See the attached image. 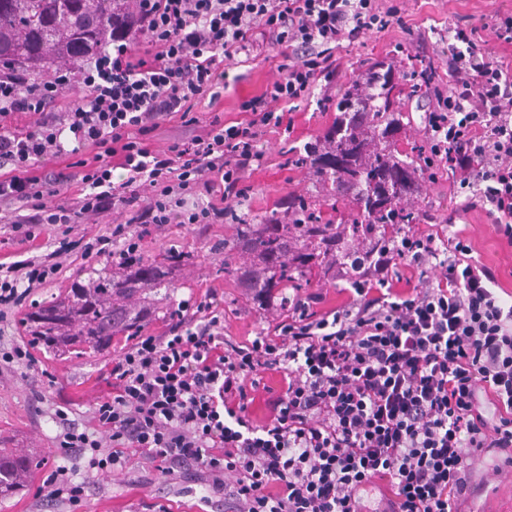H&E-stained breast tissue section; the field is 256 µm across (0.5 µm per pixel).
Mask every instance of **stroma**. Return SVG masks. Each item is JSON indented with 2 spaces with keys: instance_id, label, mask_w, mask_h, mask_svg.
Here are the masks:
<instances>
[{
  "instance_id": "35a3bbf8",
  "label": "stroma",
  "mask_w": 512,
  "mask_h": 512,
  "mask_svg": "<svg viewBox=\"0 0 512 512\" xmlns=\"http://www.w3.org/2000/svg\"><path fill=\"white\" fill-rule=\"evenodd\" d=\"M401 10L403 25L365 36L359 43L340 48L342 66L336 75L319 80L308 101L292 112L291 134H266L260 146L264 163L246 176L248 194L237 208L248 223L258 224L265 217L283 216L288 196L306 198L313 208L349 218L348 201L335 199L330 187L320 183L310 164H298L306 142L323 136L336 116V99L349 86L361 82L369 63H384L403 93L394 107L404 115L395 134L400 149L411 152L428 147L424 131V91H411L410 74L422 56L440 57L448 46V29L457 24H471L493 56L512 60V45L496 39L492 30L495 15L512 13V0H392ZM277 61L263 55L232 68L235 82L224 91V100L216 106L199 102L195 108L197 123L163 121L150 135L157 146L181 143L204 134L214 114L225 121L242 120L240 104L259 94L277 75ZM405 204L422 221L438 223L453 219L457 230L474 248V256L495 266L506 288L512 289V246L497 238L484 213L461 209L444 172L420 179ZM237 225L193 224L184 228L168 225L155 231L145 244V258L166 273L167 288L145 291L131 299L135 310L144 312L141 323L145 332L162 334L170 311L182 300L201 298L215 290L224 299L225 332L243 340L254 337L270 311L260 308L235 288L232 278L237 270L249 266L253 257L233 249ZM179 255L178 263H169V255ZM121 270L103 257L86 263L80 254L62 257L61 268L44 287L34 289L22 311L31 313L59 299L64 290L102 277H121ZM127 336L113 338L109 347L80 358L60 359L48 351L33 349L40 369L23 373L20 366L0 365V444L24 453H35L36 466L31 483L18 494L0 499V512H146L150 503L163 504L168 512H235L234 502L215 497L206 503L200 493L184 489L175 477L156 469L135 450H128L127 462L113 468L111 475L86 472L85 461L61 453L55 446L60 431L59 412L69 419L92 426L95 403L111 390L107 366L128 345ZM57 465L81 470L88 494L80 503L66 500L48 502L40 494L44 479ZM476 474L485 484L477 500L480 512H512V467L494 471L477 465Z\"/></svg>"
}]
</instances>
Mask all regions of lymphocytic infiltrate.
<instances>
[{
    "label": "lymphocytic infiltrate",
    "instance_id": "f902f5d3",
    "mask_svg": "<svg viewBox=\"0 0 512 512\" xmlns=\"http://www.w3.org/2000/svg\"><path fill=\"white\" fill-rule=\"evenodd\" d=\"M126 2L131 24L112 30L111 50L39 79L0 73V223L32 241L44 224L120 215L82 256L122 268L143 259L153 229L241 223L234 204L263 162L262 136L290 127L287 107L335 74L337 49L395 19L383 0ZM476 33L449 30L447 85L418 68L429 89L425 130L464 208L483 212L512 245V63ZM261 41L284 63L242 102L247 120L216 116L202 137L150 148L159 122L186 123L198 100L219 102L226 65ZM75 83L86 96L62 103ZM66 132L95 150L72 193L69 174H30L65 155ZM69 251L63 238L55 253L1 262L0 320L12 314L26 326L27 292ZM401 265L419 269L416 284L398 287ZM336 278L346 304L323 309L321 295L302 288L266 298L263 308L280 312L245 342L225 338L216 292L178 302L162 335L136 331L113 358L112 392L97 403L92 431L62 418L58 447L91 453L103 475L125 449H141L163 472L234 500L236 512H473L484 488L474 461L512 467V293L447 223L385 236L366 264L339 267ZM270 369L284 386L270 421L257 425L252 392ZM380 481L389 491L373 511L363 494Z\"/></svg>",
    "mask_w": 512,
    "mask_h": 512
}]
</instances>
